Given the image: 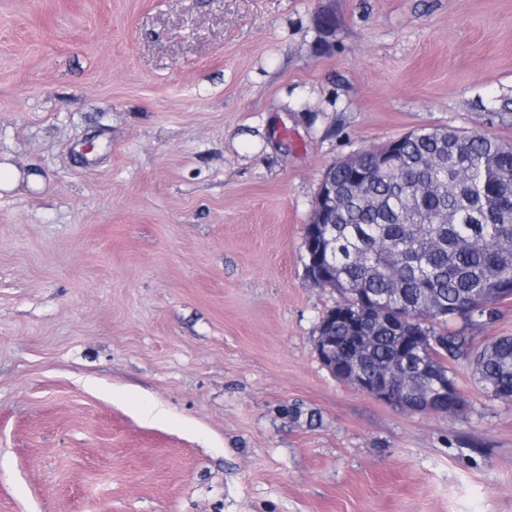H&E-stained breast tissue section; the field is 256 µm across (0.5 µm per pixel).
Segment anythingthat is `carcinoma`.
Listing matches in <instances>:
<instances>
[{"label": "carcinoma", "instance_id": "cac0c4a2", "mask_svg": "<svg viewBox=\"0 0 512 512\" xmlns=\"http://www.w3.org/2000/svg\"><path fill=\"white\" fill-rule=\"evenodd\" d=\"M390 143L363 150L360 181L347 163L327 176L338 187L332 223L325 225L326 260L336 270L340 301L331 311L363 307L350 289L384 301L373 309L370 351L360 370L373 375L397 367L404 411L421 412L432 395L421 365L448 375L454 391L438 414L461 417L467 406L450 364L465 361L484 395L512 402V336L474 349L472 333L492 323L512 292V145L480 129L421 127L400 137L394 163L375 166ZM399 316L412 333L437 338L440 347L416 351L402 364L386 325Z\"/></svg>", "mask_w": 512, "mask_h": 512}]
</instances>
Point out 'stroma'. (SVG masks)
<instances>
[{
  "mask_svg": "<svg viewBox=\"0 0 512 512\" xmlns=\"http://www.w3.org/2000/svg\"><path fill=\"white\" fill-rule=\"evenodd\" d=\"M291 106L281 109V99ZM512 0H0V512H512V403L409 414L315 352L333 163L512 144ZM26 183L27 189L40 191L44 187L41 176L30 173L27 176L10 163H0V191L12 192Z\"/></svg>",
  "mask_w": 512,
  "mask_h": 512,
  "instance_id": "stroma-1",
  "label": "stroma"
}]
</instances>
